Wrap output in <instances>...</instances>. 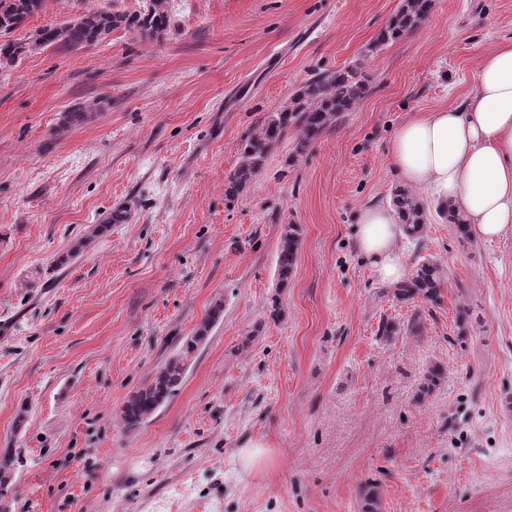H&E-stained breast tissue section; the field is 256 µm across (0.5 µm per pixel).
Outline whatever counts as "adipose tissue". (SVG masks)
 Masks as SVG:
<instances>
[{"label": "adipose tissue", "mask_w": 512, "mask_h": 512, "mask_svg": "<svg viewBox=\"0 0 512 512\" xmlns=\"http://www.w3.org/2000/svg\"><path fill=\"white\" fill-rule=\"evenodd\" d=\"M389 159L402 186L460 208L472 236H511L512 38L481 55L462 105L406 118L392 135ZM403 235L393 207L361 208L355 245L381 282L407 276Z\"/></svg>", "instance_id": "1"}]
</instances>
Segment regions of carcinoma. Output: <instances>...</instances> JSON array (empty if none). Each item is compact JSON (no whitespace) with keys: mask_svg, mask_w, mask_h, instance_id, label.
<instances>
[{"mask_svg":"<svg viewBox=\"0 0 512 512\" xmlns=\"http://www.w3.org/2000/svg\"><path fill=\"white\" fill-rule=\"evenodd\" d=\"M46 0H0V36L26 27L28 21L43 11ZM432 0H402L394 19L383 28L369 47L375 51L388 42L395 41L427 19ZM172 25L170 0H146L138 12L128 13L93 8L77 19L62 25H50L35 30L25 42L0 41V66L14 65L32 50L53 47L57 51H73L92 47L104 40L113 30L123 28L137 33L143 39L154 40L167 34ZM368 93L367 85L357 71L345 68L324 74L305 83L288 102L275 112L263 117L260 125L242 139L239 162L224 186V195L232 200L242 193L260 173L269 154L288 136L296 133L295 154L307 151L310 146L338 119ZM89 118V113L75 107L62 113L60 127L79 125ZM392 206L404 234L417 238L426 226L425 205L415 193L398 186L392 191ZM451 231L462 244L471 243V235L464 217L448 205L439 210ZM125 215L116 212L104 224H94L83 240L71 253L75 257L89 248L97 238L106 234L111 225L122 223ZM299 230L289 224L281 238L277 258L278 284L288 285L298 258ZM444 275L442 266L435 260H422L409 277L393 287L395 302L407 304L423 301L439 304ZM224 300H217L208 317L186 338L179 354L158 368L150 385L131 395L123 407L122 420L126 427L135 429L151 417L179 390L185 373V359L194 354L208 337L210 330L223 316ZM265 316L272 322L285 317V308L273 295L264 306Z\"/></svg>","mask_w":512,"mask_h":512,"instance_id":"carcinoma-1","label":"carcinoma"}]
</instances>
